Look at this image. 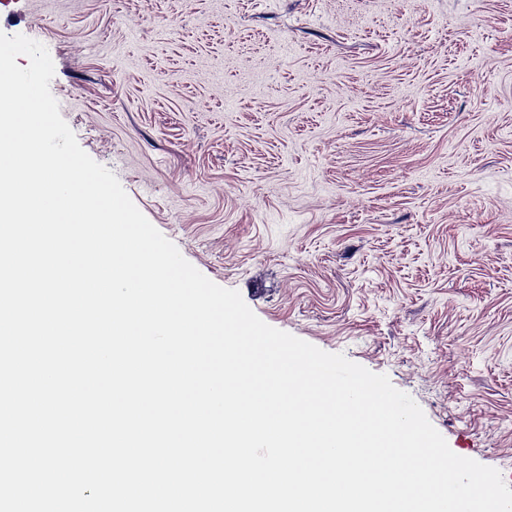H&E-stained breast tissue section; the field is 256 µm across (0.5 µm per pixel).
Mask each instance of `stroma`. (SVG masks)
Returning <instances> with one entry per match:
<instances>
[{"label":"stroma","instance_id":"1","mask_svg":"<svg viewBox=\"0 0 512 512\" xmlns=\"http://www.w3.org/2000/svg\"><path fill=\"white\" fill-rule=\"evenodd\" d=\"M0 31L187 261L512 486V0H0Z\"/></svg>","mask_w":512,"mask_h":512}]
</instances>
